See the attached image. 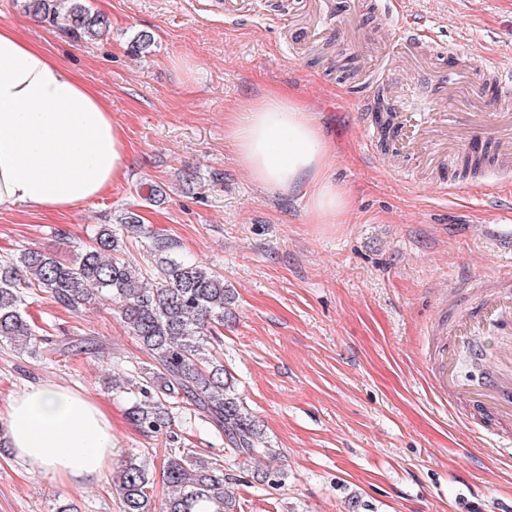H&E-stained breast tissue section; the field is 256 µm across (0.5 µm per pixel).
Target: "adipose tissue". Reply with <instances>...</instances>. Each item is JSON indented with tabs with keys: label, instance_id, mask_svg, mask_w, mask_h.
Masks as SVG:
<instances>
[{
	"label": "adipose tissue",
	"instance_id": "1",
	"mask_svg": "<svg viewBox=\"0 0 512 512\" xmlns=\"http://www.w3.org/2000/svg\"><path fill=\"white\" fill-rule=\"evenodd\" d=\"M226 135L256 183L300 193L317 223L342 222L351 192L332 179L326 161L334 146L297 95L264 91L232 117ZM129 157L101 95L42 45L0 26V212H69L122 180ZM0 414L12 457L28 475L91 487L111 471L112 423L91 398L33 384Z\"/></svg>",
	"mask_w": 512,
	"mask_h": 512
}]
</instances>
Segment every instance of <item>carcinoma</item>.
Here are the masks:
<instances>
[{
  "label": "carcinoma",
  "mask_w": 512,
  "mask_h": 512,
  "mask_svg": "<svg viewBox=\"0 0 512 512\" xmlns=\"http://www.w3.org/2000/svg\"><path fill=\"white\" fill-rule=\"evenodd\" d=\"M23 9L79 38L100 37L110 27L87 0H23ZM124 232L149 241L157 258L155 284L144 283L138 268L116 256ZM177 249V243L152 232L139 214L129 211L119 226H100L96 246L76 262L65 264L34 248L1 259L0 343L34 355L44 343L49 353H63L28 319L27 294L33 288L69 311L107 297L151 359L138 376L142 399L129 408L136 428L147 436L162 433L172 426L174 401L185 400L224 432L233 453L251 459L269 451L262 430L240 401L223 363L206 348L221 332L233 294L223 276L184 259ZM158 478L169 490L161 512H236L222 461L188 448L171 449L157 476L140 461H124L115 481L122 512H156Z\"/></svg>",
  "instance_id": "cac0c4a2"
}]
</instances>
